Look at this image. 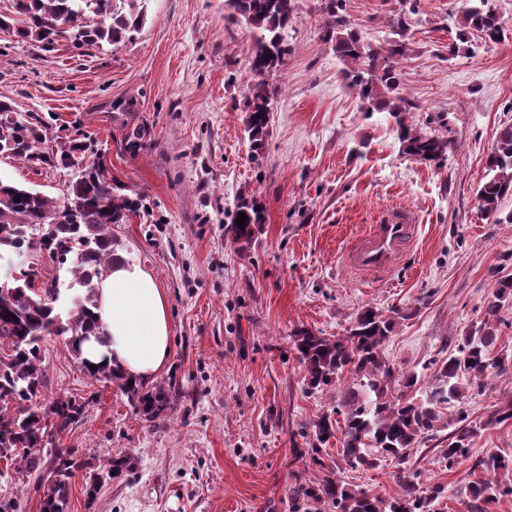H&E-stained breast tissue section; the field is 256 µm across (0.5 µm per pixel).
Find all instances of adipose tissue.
Segmentation results:
<instances>
[{
    "instance_id": "obj_1",
    "label": "adipose tissue",
    "mask_w": 512,
    "mask_h": 512,
    "mask_svg": "<svg viewBox=\"0 0 512 512\" xmlns=\"http://www.w3.org/2000/svg\"><path fill=\"white\" fill-rule=\"evenodd\" d=\"M93 311L104 339L84 342L83 359L112 363L142 383L153 380L170 356L169 305L158 280L118 256L96 285Z\"/></svg>"
}]
</instances>
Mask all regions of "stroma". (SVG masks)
I'll list each match as a JSON object with an SVG mask.
<instances>
[{"label":"stroma","mask_w":512,"mask_h":512,"mask_svg":"<svg viewBox=\"0 0 512 512\" xmlns=\"http://www.w3.org/2000/svg\"><path fill=\"white\" fill-rule=\"evenodd\" d=\"M463 3L416 0L400 62L414 124L448 142L439 168L403 154L393 120L363 111L343 85L319 0H296L257 160L244 131L255 35L229 25L224 0H149L145 24L117 46L65 40L44 51L0 29V99L39 117L46 148L89 142L86 163L146 193L149 215L113 225L112 235L158 279L170 308L171 353L156 380L171 386L172 410L156 426L115 386L88 378L66 337L43 344L48 398L85 405L61 437L80 463L69 512H289L293 487L319 482L336 459L313 465L303 432L346 392L305 393L297 328L343 336L363 308L399 311L385 357L425 384L431 362L480 323L497 280L512 277V224L496 221L512 212V197L494 217L477 198L495 134L512 123V0H495L504 40L474 56L448 51ZM402 8V0H343L342 14L378 46ZM124 100L135 111H112ZM137 123L148 133L129 153L123 127ZM0 173L56 199L74 177L9 159ZM244 189L257 193L266 222L259 244L243 252L224 227ZM390 209L411 212L416 238L388 279L351 273L346 250ZM509 404L512 377H490L481 393L444 409L414 449L422 486L445 489L437 512H471L465 486L482 476L478 461L512 455V423L488 422ZM464 424L474 430L470 454L447 468L440 450ZM122 453L132 471L88 500L91 476ZM46 475L41 468L20 480L0 463V512H40Z\"/></svg>","instance_id":"stroma-1"}]
</instances>
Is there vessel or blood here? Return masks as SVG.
<instances>
[{"mask_svg": "<svg viewBox=\"0 0 512 512\" xmlns=\"http://www.w3.org/2000/svg\"><path fill=\"white\" fill-rule=\"evenodd\" d=\"M415 230L407 211L389 212L356 240L346 254V263L353 270L387 278Z\"/></svg>", "mask_w": 512, "mask_h": 512, "instance_id": "1", "label": "vessel or blood"}]
</instances>
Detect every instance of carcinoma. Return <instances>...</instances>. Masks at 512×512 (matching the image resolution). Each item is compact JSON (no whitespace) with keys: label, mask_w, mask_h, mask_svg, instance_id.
Instances as JSON below:
<instances>
[{"label":"carcinoma","mask_w":512,"mask_h":512,"mask_svg":"<svg viewBox=\"0 0 512 512\" xmlns=\"http://www.w3.org/2000/svg\"><path fill=\"white\" fill-rule=\"evenodd\" d=\"M340 2L321 0L320 10L329 18L328 34L335 41L345 86L365 111L386 112L394 118L404 154L444 165L448 141L408 121L415 104L405 94L399 66L409 41L406 14L389 23L394 38L375 48L338 15ZM225 5L231 20L243 21L258 32L248 54L253 82L245 100L250 153L257 160L264 154L272 102L280 93L274 79L290 52L285 32L294 0H225ZM12 8L13 14L21 17L16 35L46 51L64 39L78 47L119 45L138 32L147 17V0H12ZM474 34L486 45L504 39L492 0H466L457 21L456 41L448 46V52L454 54L462 45L473 51L469 43ZM146 135L143 124L127 130L122 136L124 148L130 152L140 149ZM43 139L42 122L0 100V157L66 168L84 160L82 142L68 140L46 153L39 150ZM486 169V180L478 192L479 206L494 215L501 201L512 197V124L497 132ZM145 200L142 193L122 192L99 163L83 166L61 200L0 177V253L34 251L46 257L49 266L68 274L66 282L44 275L42 292L35 290L26 267L17 269L6 283L0 280V460L11 462L18 474L37 470L42 464L41 449L53 445V437L66 433L84 415L85 405L75 399L50 401L45 396L42 344L48 336H67L81 370L96 381L115 385L145 421L164 419L171 411L166 386L131 384L119 369L103 366L93 370L81 357L82 338L99 336L91 307L95 282L107 273L116 253L112 225L147 213ZM257 205L254 196L241 193L225 229L241 251L254 246L265 223L264 210L255 209ZM240 212L247 215L242 229L236 224ZM511 303L512 277L502 278L485 305L484 319L461 338L456 352L440 366L435 383L420 398L406 396L418 384V375L395 370L384 357V346L396 326L395 316L366 307L345 336L297 331L293 342L305 369L306 392H321L345 380L352 381V386L342 407L321 413L307 427V436L312 438L309 460L327 469V475L317 485H298L292 491L290 512H431L443 488L421 487L411 463L412 451L437 427L439 409L463 400L471 391H482L491 372L506 373L509 360L496 350V343L499 327L506 324L501 311ZM392 389L397 394L390 397ZM471 436L472 430L465 427L454 433L443 449L448 468L468 456ZM332 438L341 444L337 456L352 469L388 464L395 468L394 494L387 498L371 494L342 481L335 468H326L323 452ZM74 454L72 449H56V466L41 512H68ZM132 464L131 455L118 454L107 459L102 470L108 478L118 479ZM480 465L486 478L468 486L473 512H485V505L502 496L512 497V457L494 452Z\"/></svg>","instance_id":"obj_1"}]
</instances>
